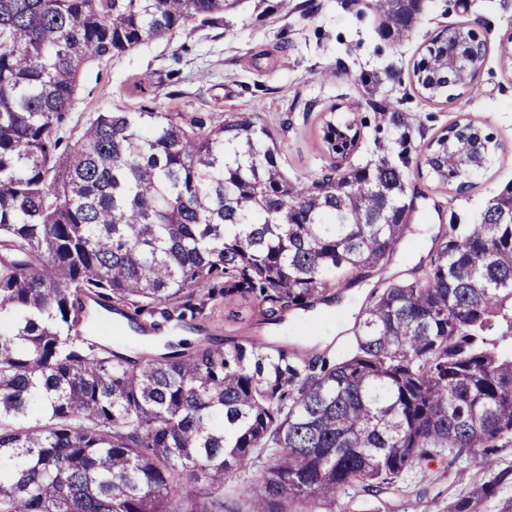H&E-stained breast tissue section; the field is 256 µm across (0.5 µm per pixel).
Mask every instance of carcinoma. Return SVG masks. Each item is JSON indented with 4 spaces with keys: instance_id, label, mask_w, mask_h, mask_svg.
<instances>
[{
    "instance_id": "cac0c4a2",
    "label": "carcinoma",
    "mask_w": 512,
    "mask_h": 512,
    "mask_svg": "<svg viewBox=\"0 0 512 512\" xmlns=\"http://www.w3.org/2000/svg\"><path fill=\"white\" fill-rule=\"evenodd\" d=\"M240 0H0V512H382L410 469L448 450L488 477L448 512H512V183L475 224H450L411 278L373 291L332 357L303 343H220L206 298H250L259 323L336 302L410 232L386 159L290 178L276 138L244 112L99 113L69 152L62 129L82 69L216 26ZM394 42L422 0H372ZM426 49L417 82L448 97ZM424 155L441 182L446 138ZM323 140L345 157L356 135ZM194 323L196 341L104 345ZM263 463L242 482V473Z\"/></svg>"
}]
</instances>
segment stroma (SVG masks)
Listing matches in <instances>:
<instances>
[{"label": "stroma", "instance_id": "1", "mask_svg": "<svg viewBox=\"0 0 512 512\" xmlns=\"http://www.w3.org/2000/svg\"><path fill=\"white\" fill-rule=\"evenodd\" d=\"M369 0H246L217 28L181 29L102 62L88 64L64 131L74 142L85 120L100 112L159 110L212 119L250 112L273 130L289 176L316 179L330 165L322 140L328 121L351 122L357 133L343 166L387 158L402 171L414 201L411 233L390 261L345 289L339 301L292 317L332 341L350 329L370 292L406 279L427 261L436 236L451 224L479 221L489 202L512 182V0H425L408 40L378 31ZM465 27L487 51L474 78L431 99L415 68L430 41ZM492 132L502 150L467 186L427 176L426 147L456 122ZM206 321L215 335L252 331V300L216 297ZM485 472L480 459L449 465L447 451L406 476V492L389 494L391 512H448V499Z\"/></svg>", "mask_w": 512, "mask_h": 512}]
</instances>
